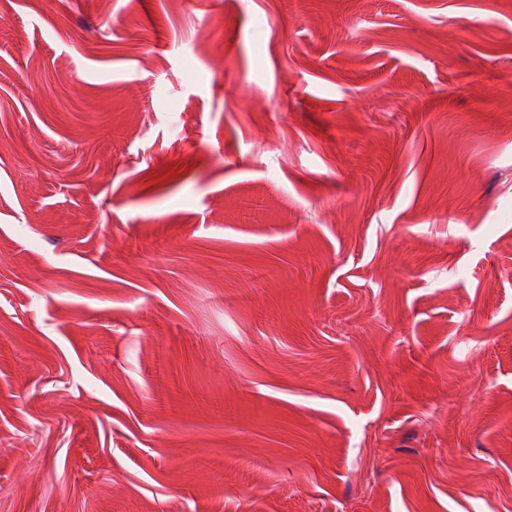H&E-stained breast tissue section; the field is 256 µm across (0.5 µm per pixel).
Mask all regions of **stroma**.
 I'll return each instance as SVG.
<instances>
[{
    "label": "stroma",
    "mask_w": 512,
    "mask_h": 512,
    "mask_svg": "<svg viewBox=\"0 0 512 512\" xmlns=\"http://www.w3.org/2000/svg\"><path fill=\"white\" fill-rule=\"evenodd\" d=\"M0 512H512V0H0Z\"/></svg>",
    "instance_id": "stroma-1"
}]
</instances>
